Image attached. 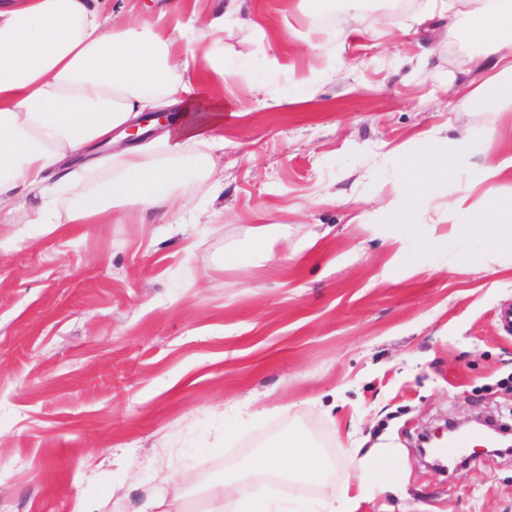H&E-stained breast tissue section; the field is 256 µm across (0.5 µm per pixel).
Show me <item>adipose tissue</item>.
<instances>
[{
  "label": "adipose tissue",
  "instance_id": "ef3b65f1",
  "mask_svg": "<svg viewBox=\"0 0 512 512\" xmlns=\"http://www.w3.org/2000/svg\"><path fill=\"white\" fill-rule=\"evenodd\" d=\"M98 0H0V224L30 202L29 224L143 223L165 220L180 201L188 163L212 169L224 144V100L205 92L197 65L224 73L225 24L240 21L243 0L201 23L172 14L165 25L117 21ZM465 37L480 81L470 100L512 112V0H478ZM171 109L163 135L129 146L127 125L141 113ZM504 162H483L477 200L452 196L447 211L471 215V236L489 241L479 259L494 269L512 255V197L498 178ZM260 478L321 483L330 469L312 439L296 431L259 460ZM236 481L213 484V512H279L264 494L236 498Z\"/></svg>",
  "mask_w": 512,
  "mask_h": 512
}]
</instances>
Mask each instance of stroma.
<instances>
[{"instance_id":"obj_1","label":"stroma","mask_w":512,"mask_h":512,"mask_svg":"<svg viewBox=\"0 0 512 512\" xmlns=\"http://www.w3.org/2000/svg\"><path fill=\"white\" fill-rule=\"evenodd\" d=\"M224 0H127L134 19ZM426 0H359L323 23L313 0H249L224 29V189L188 173L169 223L0 224V512H137L181 485L189 512L206 488L251 467L289 430L334 463L324 486L279 484L291 501L348 492L355 512H512V456L476 453L454 472L424 465L417 437L487 412L512 425V262L479 271L468 220L449 194L485 156L512 159V112L466 100L461 39L474 0L451 20L403 32ZM324 29L310 49L311 29ZM454 81L459 94L442 95ZM274 106L256 112L258 93ZM473 137L449 153L462 131ZM449 155L427 213L407 209L410 159ZM220 224H192L198 210ZM316 245L240 263L256 214ZM454 233L458 264L429 234ZM382 490L349 483L372 446Z\"/></svg>"}]
</instances>
